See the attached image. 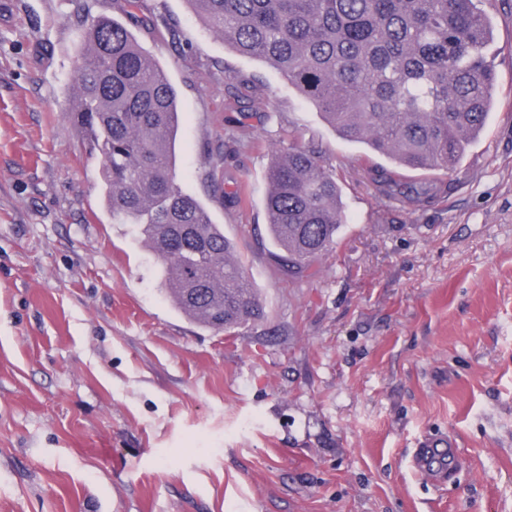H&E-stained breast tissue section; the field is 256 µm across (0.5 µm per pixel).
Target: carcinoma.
Returning <instances> with one entry per match:
<instances>
[{"instance_id": "carcinoma-1", "label": "carcinoma", "mask_w": 512, "mask_h": 512, "mask_svg": "<svg viewBox=\"0 0 512 512\" xmlns=\"http://www.w3.org/2000/svg\"><path fill=\"white\" fill-rule=\"evenodd\" d=\"M186 2L237 53L280 71L338 137L398 167L453 171L492 110L483 0ZM68 116L101 156L112 223L137 225L173 306L224 333L261 318L235 243L178 183L176 91L123 23L82 22ZM268 180L272 240L304 275L343 224L336 168L294 136Z\"/></svg>"}]
</instances>
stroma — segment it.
I'll use <instances>...</instances> for the list:
<instances>
[{
	"mask_svg": "<svg viewBox=\"0 0 512 512\" xmlns=\"http://www.w3.org/2000/svg\"><path fill=\"white\" fill-rule=\"evenodd\" d=\"M123 5L0 0V512H512V0L485 5L479 138L394 186L187 0H139L129 28L177 91L180 184L264 309L232 335L173 307L65 116L82 21ZM291 128L335 165L345 213L302 278L266 232ZM448 435L450 477L410 467Z\"/></svg>",
	"mask_w": 512,
	"mask_h": 512,
	"instance_id": "1",
	"label": "stroma"
}]
</instances>
